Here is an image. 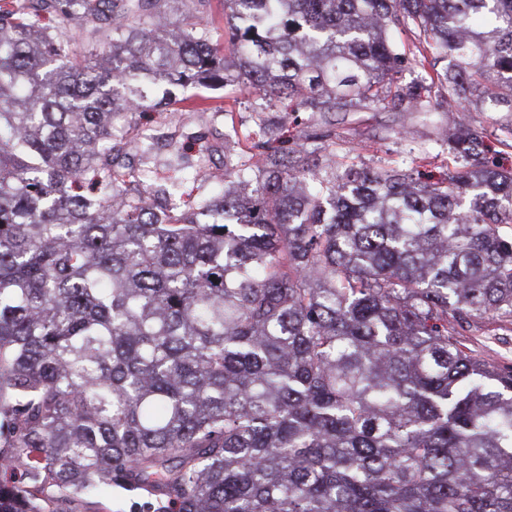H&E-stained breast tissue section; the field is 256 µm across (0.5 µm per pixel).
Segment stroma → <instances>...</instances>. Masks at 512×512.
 I'll use <instances>...</instances> for the list:
<instances>
[{"mask_svg": "<svg viewBox=\"0 0 512 512\" xmlns=\"http://www.w3.org/2000/svg\"><path fill=\"white\" fill-rule=\"evenodd\" d=\"M176 104L157 111L134 115L133 129L148 134L150 150L141 164L148 171H159L165 179H179V196L189 205L214 195L224 182V150L221 146L224 129L236 126L242 140L241 152H248L251 137L259 130V113L239 104L238 91L217 88L206 91L194 86L176 89ZM206 95L214 105L210 112H193L183 101ZM507 115L503 112H483L477 105L467 111L448 113L444 125L426 124L410 114L398 112H352L346 115L332 112H301L288 121V133L302 139L324 131L336 140L337 152L357 148L365 167L373 169L389 165L393 160L407 158L409 152L428 151L431 159L422 168V178L436 181L448 168L447 156L438 152L437 144L446 130L455 124L478 121L489 133L487 154L489 165L512 167V149L497 142ZM210 151V174L195 172L191 164L202 149ZM468 347L484 358L500 365H512V325L496 327L494 335L486 331L467 332ZM141 501L132 493L109 484L99 485L81 506V512H140Z\"/></svg>", "mask_w": 512, "mask_h": 512, "instance_id": "1", "label": "stroma"}]
</instances>
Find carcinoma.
<instances>
[{"instance_id": "cac0c4a2", "label": "carcinoma", "mask_w": 512, "mask_h": 512, "mask_svg": "<svg viewBox=\"0 0 512 512\" xmlns=\"http://www.w3.org/2000/svg\"><path fill=\"white\" fill-rule=\"evenodd\" d=\"M186 2L0 0V512H512V367L461 339L512 324V168L482 125L435 182L283 139L512 112V0H224L226 45ZM168 85L282 113L191 210L114 152ZM142 500L111 484H101L82 504V512H140Z\"/></svg>"}]
</instances>
